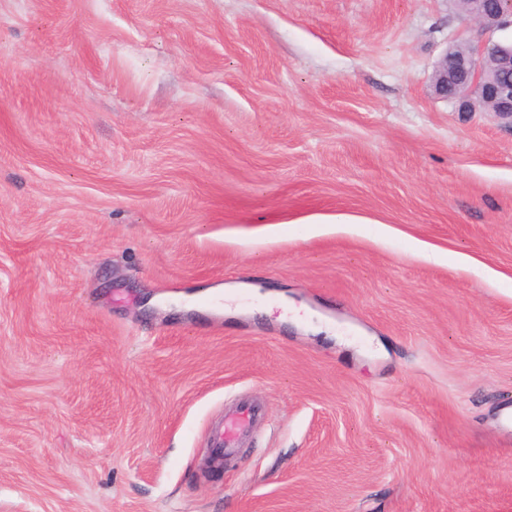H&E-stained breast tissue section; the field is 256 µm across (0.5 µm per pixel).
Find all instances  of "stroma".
<instances>
[{
  "label": "stroma",
  "mask_w": 512,
  "mask_h": 512,
  "mask_svg": "<svg viewBox=\"0 0 512 512\" xmlns=\"http://www.w3.org/2000/svg\"><path fill=\"white\" fill-rule=\"evenodd\" d=\"M478 36L0 0V512H512V127L432 91ZM260 413V407L246 403L241 405L236 413L225 417L223 429L215 436L216 448H224L226 452L230 448H237L239 437L248 420Z\"/></svg>",
  "instance_id": "stroma-1"
}]
</instances>
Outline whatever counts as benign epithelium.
<instances>
[{
    "label": "benign epithelium",
    "instance_id": "7a95c632",
    "mask_svg": "<svg viewBox=\"0 0 512 512\" xmlns=\"http://www.w3.org/2000/svg\"><path fill=\"white\" fill-rule=\"evenodd\" d=\"M466 0V13L491 34L512 29V0ZM512 43L487 39L467 42L464 50L447 49L433 74L437 96L451 100L460 112H494L512 126Z\"/></svg>",
    "mask_w": 512,
    "mask_h": 512
}]
</instances>
